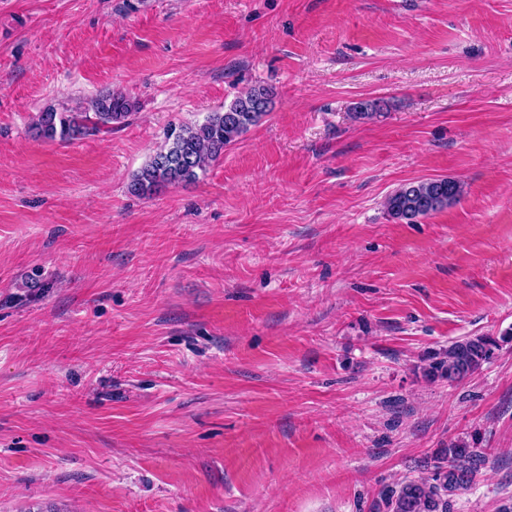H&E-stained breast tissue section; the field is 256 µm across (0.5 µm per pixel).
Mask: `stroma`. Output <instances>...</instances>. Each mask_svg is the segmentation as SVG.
<instances>
[{
	"label": "stroma",
	"instance_id": "stroma-1",
	"mask_svg": "<svg viewBox=\"0 0 512 512\" xmlns=\"http://www.w3.org/2000/svg\"><path fill=\"white\" fill-rule=\"evenodd\" d=\"M257 83L196 182L128 194ZM108 89L124 124L29 135ZM511 328L512 0H0V512H386L453 443L487 461L452 512H499L512 341L426 368ZM274 97L271 87L255 85L225 106L224 112L210 113L202 124L174 128L164 148L132 175L127 192L146 199L168 186L197 181L210 163L224 154L226 147L271 111ZM463 192L460 182L448 178L412 181L387 198L386 208L392 218L411 224L456 203ZM497 347L495 338L486 335L453 341L442 359L431 362L427 371L434 377H445L448 383L463 380L488 363Z\"/></svg>",
	"mask_w": 512,
	"mask_h": 512
}]
</instances>
